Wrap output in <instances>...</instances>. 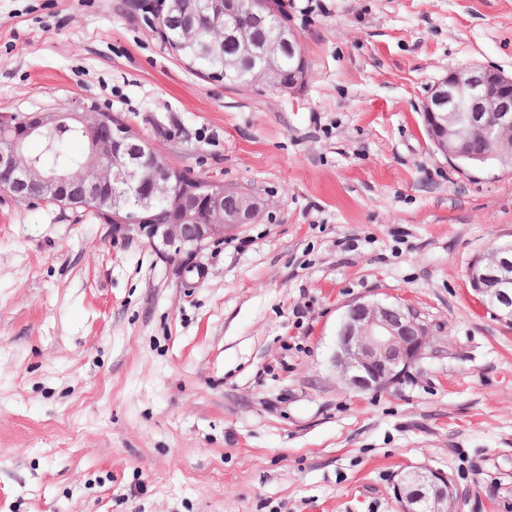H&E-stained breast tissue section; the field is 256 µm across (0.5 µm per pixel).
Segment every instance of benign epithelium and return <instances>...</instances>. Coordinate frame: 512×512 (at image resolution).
<instances>
[{
    "mask_svg": "<svg viewBox=\"0 0 512 512\" xmlns=\"http://www.w3.org/2000/svg\"><path fill=\"white\" fill-rule=\"evenodd\" d=\"M227 38L249 46L262 64L250 80L224 72V80L252 85L269 75L279 53L297 61L296 73L278 92L295 94L308 77L298 34L283 20L275 40L256 50L244 32ZM429 141L449 160L483 165L494 159L512 166V75L480 65L450 72L430 90L422 108ZM87 133L92 160L72 171L40 173L26 144L59 125L60 112L31 113L0 122V193L16 201L84 208L112 221V234L134 232L158 254L174 259L224 239V233L254 222L265 203L254 195L213 180L194 179L161 156L132 124L109 121L88 107L70 108ZM168 220L157 223L153 207ZM476 298L502 319H512V244L476 256L468 268ZM428 326L412 308L397 303L356 301L347 306L337 332L334 364L340 378L360 390L381 391L408 377L423 358ZM397 487L401 512H455L448 475L417 469Z\"/></svg>",
    "mask_w": 512,
    "mask_h": 512,
    "instance_id": "obj_1",
    "label": "benign epithelium"
}]
</instances>
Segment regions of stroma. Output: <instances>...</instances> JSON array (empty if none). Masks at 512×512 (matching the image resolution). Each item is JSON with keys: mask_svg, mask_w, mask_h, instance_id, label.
Returning <instances> with one entry per match:
<instances>
[{"mask_svg": "<svg viewBox=\"0 0 512 512\" xmlns=\"http://www.w3.org/2000/svg\"><path fill=\"white\" fill-rule=\"evenodd\" d=\"M298 93L206 79L129 0H0V115L91 106L258 219L169 260L91 215L0 194V512H400L448 473L512 512V320L467 278L512 243V169L436 153L420 107L512 74V0H286ZM413 306L400 384L334 366L349 302ZM397 486L401 512H455L456 500L448 497L452 485L448 475L430 469H417L405 474Z\"/></svg>", "mask_w": 512, "mask_h": 512, "instance_id": "35a3bbf8", "label": "stroma"}]
</instances>
